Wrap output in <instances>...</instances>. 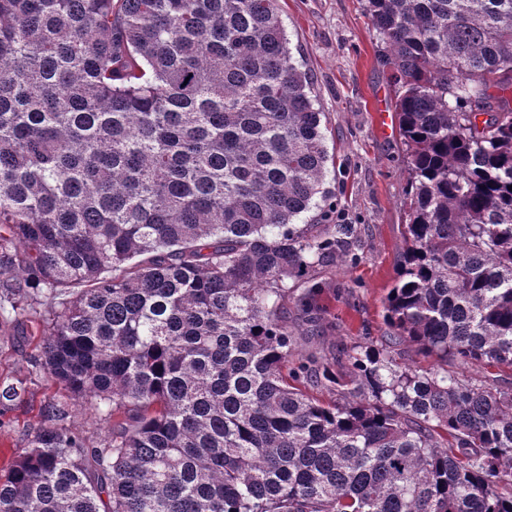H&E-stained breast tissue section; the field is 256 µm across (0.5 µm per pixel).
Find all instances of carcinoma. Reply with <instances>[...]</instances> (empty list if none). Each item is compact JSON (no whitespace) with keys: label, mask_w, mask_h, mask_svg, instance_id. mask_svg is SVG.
<instances>
[{"label":"carcinoma","mask_w":512,"mask_h":512,"mask_svg":"<svg viewBox=\"0 0 512 512\" xmlns=\"http://www.w3.org/2000/svg\"><path fill=\"white\" fill-rule=\"evenodd\" d=\"M277 2L0 0V326H42L0 404L58 387L0 512H512V384L457 372L512 370V0H367L408 172L388 333L296 368L288 281L357 255L299 223L326 125ZM70 423L73 430L83 435L89 443L100 442L108 435V426L99 420L87 403L76 406Z\"/></svg>","instance_id":"cac0c4a2"}]
</instances>
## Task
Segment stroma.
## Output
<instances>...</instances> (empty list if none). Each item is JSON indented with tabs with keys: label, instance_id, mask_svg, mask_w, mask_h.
<instances>
[{
	"label": "stroma",
	"instance_id": "obj_1",
	"mask_svg": "<svg viewBox=\"0 0 512 512\" xmlns=\"http://www.w3.org/2000/svg\"><path fill=\"white\" fill-rule=\"evenodd\" d=\"M279 15L297 60L303 61L317 108L328 127L326 185L333 192L329 216L312 211L313 223L348 224L353 229V265L331 261L309 276L322 282L316 301L325 313L316 326L302 317L297 300L304 282H289L282 316L305 352L331 351L337 343L354 345L387 332L383 301L394 282L405 222L407 173L397 124L381 128L378 102L394 110L391 69L372 29L367 0H279ZM36 337L0 328V378L25 373ZM57 391L44 379L29 384L21 401L0 406V463L24 447L41 426V404Z\"/></svg>",
	"mask_w": 512,
	"mask_h": 512
}]
</instances>
